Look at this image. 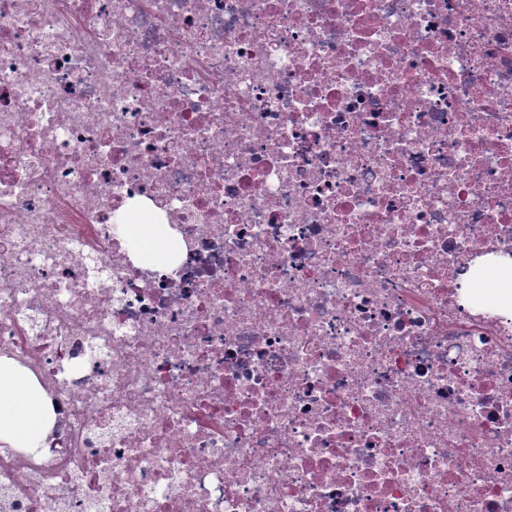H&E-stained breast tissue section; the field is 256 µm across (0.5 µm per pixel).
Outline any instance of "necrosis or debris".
Here are the masks:
<instances>
[{
	"label": "necrosis or debris",
	"mask_w": 512,
	"mask_h": 512,
	"mask_svg": "<svg viewBox=\"0 0 512 512\" xmlns=\"http://www.w3.org/2000/svg\"><path fill=\"white\" fill-rule=\"evenodd\" d=\"M505 258L512 0H0V512H512ZM129 231L140 240L144 257L151 263L160 260L170 247L156 224H130ZM55 419L34 379L0 357V442L36 448L51 433Z\"/></svg>",
	"instance_id": "obj_1"
}]
</instances>
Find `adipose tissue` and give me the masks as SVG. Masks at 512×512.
I'll use <instances>...</instances> for the list:
<instances>
[{"label": "adipose tissue", "instance_id": "ef3b65f1", "mask_svg": "<svg viewBox=\"0 0 512 512\" xmlns=\"http://www.w3.org/2000/svg\"><path fill=\"white\" fill-rule=\"evenodd\" d=\"M54 424L55 415L34 379L0 357V442L34 448L45 441Z\"/></svg>", "mask_w": 512, "mask_h": 512}]
</instances>
